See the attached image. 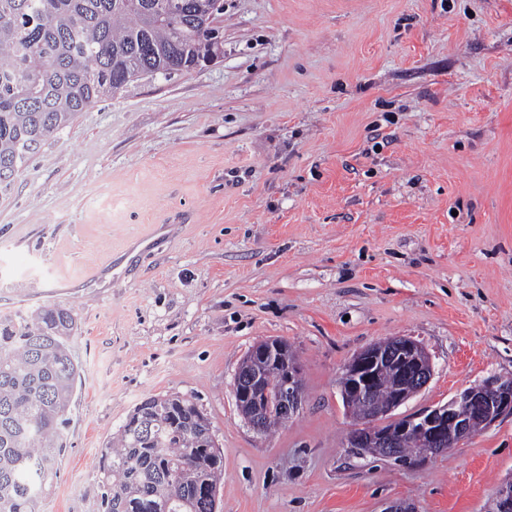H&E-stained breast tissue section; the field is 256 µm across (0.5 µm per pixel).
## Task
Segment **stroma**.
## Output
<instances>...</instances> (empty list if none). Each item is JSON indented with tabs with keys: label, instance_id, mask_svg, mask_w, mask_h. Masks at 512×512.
<instances>
[{
	"label": "stroma",
	"instance_id": "35a3bbf8",
	"mask_svg": "<svg viewBox=\"0 0 512 512\" xmlns=\"http://www.w3.org/2000/svg\"><path fill=\"white\" fill-rule=\"evenodd\" d=\"M222 52L82 112L0 198V320L72 309L80 366L39 512H97L99 458L142 400L196 403L217 512H486L512 416L422 465L349 448L338 379L410 336L398 415L512 378V0H223ZM301 366L270 434L232 385L259 343Z\"/></svg>",
	"mask_w": 512,
	"mask_h": 512
}]
</instances>
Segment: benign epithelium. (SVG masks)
I'll return each mask as SVG.
<instances>
[{
  "label": "benign epithelium",
  "instance_id": "1",
  "mask_svg": "<svg viewBox=\"0 0 512 512\" xmlns=\"http://www.w3.org/2000/svg\"><path fill=\"white\" fill-rule=\"evenodd\" d=\"M401 340L405 355L398 361L392 357L390 351L370 347L356 354L344 368L340 377V390L347 401L356 397H370L378 375L386 364L394 365L398 376L412 382V389L396 394L383 411L370 417V422L363 425V429L352 432L348 440L350 447L361 454L374 448H385L387 458L400 464L402 460L397 452L400 442L417 436L425 442L426 447L420 449L412 463L422 464L441 454L447 446H453L472 434L471 421L463 419L456 411L460 402L482 403L483 411L479 422L484 428L505 415L512 416V380L505 381L497 375H491L481 385L459 392L444 405L418 414L388 419L389 414L425 388L433 375L432 360L424 346L409 336H403ZM272 353L273 349L270 347L254 351L252 360L240 372L249 375L250 383H257L260 375L253 370V362L265 359ZM301 381L300 368L294 363L288 367V378L282 380L279 387V398L286 419L301 406ZM495 499L499 503L500 512H512V479L499 487Z\"/></svg>",
  "mask_w": 512,
  "mask_h": 512
}]
</instances>
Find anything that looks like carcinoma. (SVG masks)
<instances>
[{
    "mask_svg": "<svg viewBox=\"0 0 512 512\" xmlns=\"http://www.w3.org/2000/svg\"><path fill=\"white\" fill-rule=\"evenodd\" d=\"M221 0H0V197L79 113L144 75L188 72L220 50ZM70 310L0 324V512H38L57 475L79 376ZM258 366L269 394L295 360ZM404 385L380 373L374 399ZM98 512H217L224 452L191 401H142L101 452Z\"/></svg>",
    "mask_w": 512,
    "mask_h": 512,
    "instance_id": "obj_1",
    "label": "carcinoma"
}]
</instances>
